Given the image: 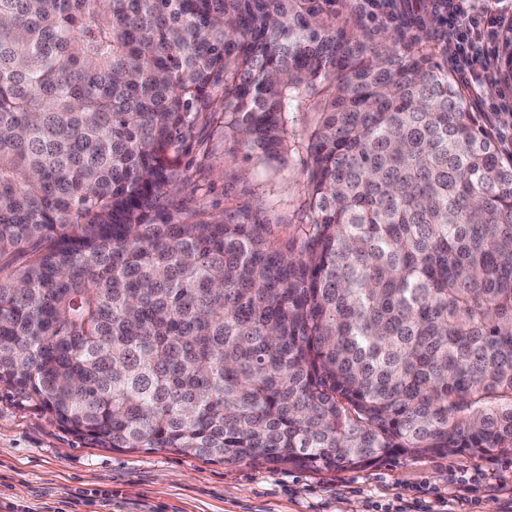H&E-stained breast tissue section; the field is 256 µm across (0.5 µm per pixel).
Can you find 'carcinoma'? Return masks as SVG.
I'll use <instances>...</instances> for the list:
<instances>
[{"label": "carcinoma", "instance_id": "carcinoma-1", "mask_svg": "<svg viewBox=\"0 0 512 512\" xmlns=\"http://www.w3.org/2000/svg\"><path fill=\"white\" fill-rule=\"evenodd\" d=\"M219 94L300 239L168 213ZM0 391L99 448L512 456V159L336 0H0Z\"/></svg>", "mask_w": 512, "mask_h": 512}]
</instances>
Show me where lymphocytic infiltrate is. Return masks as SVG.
I'll return each instance as SVG.
<instances>
[{"instance_id":"lymphocytic-infiltrate-1","label":"lymphocytic infiltrate","mask_w":512,"mask_h":512,"mask_svg":"<svg viewBox=\"0 0 512 512\" xmlns=\"http://www.w3.org/2000/svg\"><path fill=\"white\" fill-rule=\"evenodd\" d=\"M505 0H359L360 13L367 20L387 26L410 22L427 34L438 35L448 59L469 89L481 111L496 122L502 144L512 143V126L498 122L506 100L484 99L486 87L498 81L496 73L483 64L486 51L493 48L503 29L512 27V11Z\"/></svg>"}]
</instances>
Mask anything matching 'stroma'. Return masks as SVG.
Returning <instances> with one entry per match:
<instances>
[{
  "mask_svg": "<svg viewBox=\"0 0 512 512\" xmlns=\"http://www.w3.org/2000/svg\"><path fill=\"white\" fill-rule=\"evenodd\" d=\"M337 26L365 38L418 43L441 66L449 61L430 39L412 40L361 18L354 0H338ZM202 144L179 153L190 181L173 196L170 214L198 211L205 220L245 217L270 225L278 241L295 237L307 217V177L298 158L250 156L223 122ZM484 477L478 498L449 483L453 468ZM430 484L426 512H512V460L505 456H389L355 470L312 471L273 464H227L205 457L135 448H96L58 428L34 407L0 393V504L58 512L81 489L108 490L112 503L79 512H373L410 499Z\"/></svg>",
  "mask_w": 512,
  "mask_h": 512,
  "instance_id": "obj_1",
  "label": "stroma"
}]
</instances>
